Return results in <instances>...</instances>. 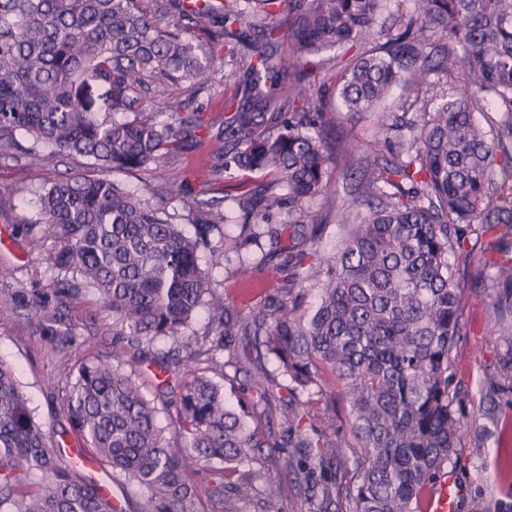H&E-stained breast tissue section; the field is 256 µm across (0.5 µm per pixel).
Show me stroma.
<instances>
[{
	"label": "stroma",
	"mask_w": 512,
	"mask_h": 512,
	"mask_svg": "<svg viewBox=\"0 0 512 512\" xmlns=\"http://www.w3.org/2000/svg\"><path fill=\"white\" fill-rule=\"evenodd\" d=\"M240 67L239 56H225L222 78L194 98L208 119L209 129L201 134L205 141L202 148L134 171L112 172V180L135 193H147L151 202L165 205L185 228L190 225L188 215L194 202L220 196L222 186L230 187L241 181L269 182L267 174L233 170L221 174L219 182L214 183L198 172L201 162H218L221 144L211 140L210 134L224 123L225 101L239 92ZM406 96L405 88L398 87L379 111L355 119L339 114L337 137L358 142L365 150L383 147L382 125L388 117L402 112ZM42 152L45 160L37 167L22 160L0 159V192L28 200L27 205L0 212V228L9 232L8 238L0 242V266L10 270L7 277L0 279V294L15 295L21 303L8 320H0V360L15 367L38 418L53 427L57 439L69 441L73 435L58 402L48 397L47 384L64 376L65 364L74 365L111 350L112 315L91 293L59 317H36L27 307L36 296L50 292L53 273L48 256L58 248L57 242L44 231L28 234L23 230L24 225L39 221V213L30 203L35 190L63 176L98 174L86 158L61 157L50 146L43 147ZM174 180L182 183L183 194L172 201L167 188ZM326 181L324 192L302 207L306 223L324 227L321 239L312 247L315 259L321 261L330 256L336 245L338 216L350 189L342 169L329 167ZM260 256L257 247H248L240 254L230 255L223 267L213 272L216 283L221 284L225 296L237 307L260 309L280 284L273 265L260 264ZM243 261L254 265L247 282L237 276ZM465 314L468 333L457 346L454 379L468 395L464 403V433L451 466L460 490L457 512H512V471L503 465L504 431L512 427V393L497 397L494 418L482 416L479 410L485 371L496 364L505 347L491 340L494 323L488 300L470 298Z\"/></svg>",
	"instance_id": "35a3bbf8"
}]
</instances>
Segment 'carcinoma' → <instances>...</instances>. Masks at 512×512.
I'll return each mask as SVG.
<instances>
[{"label":"carcinoma","mask_w":512,"mask_h":512,"mask_svg":"<svg viewBox=\"0 0 512 512\" xmlns=\"http://www.w3.org/2000/svg\"><path fill=\"white\" fill-rule=\"evenodd\" d=\"M394 3L0 0V157L18 151L32 164L44 144L105 172L197 144L203 113L173 92L209 86L228 41L251 33L241 97L217 133L232 147L209 174L234 167L275 182L241 184L237 234L224 232L229 216L214 200L195 203L187 234L106 176L64 177L38 193L61 246L50 256L56 288L30 308L67 310L93 293L112 312V351L49 387L61 388L96 465L137 489L136 512H203L195 477L205 471L222 512H283L265 462L284 451L305 512H340L344 500L352 512H422L463 430L452 381L467 292L490 299L506 345L486 395L512 392V0ZM378 23L386 40L336 71V95L354 118L404 83L411 117L385 125L390 157L365 154L336 252L309 263L301 246L318 242L322 225L294 221L281 247L280 229L256 220L315 198L329 166L354 157L352 143L327 137L336 115L313 101L312 79L322 52L369 41ZM94 85L103 118L86 97ZM476 112L491 114L488 127ZM264 236L274 249L260 262L278 259L283 286L246 312L211 272ZM477 248L486 258L473 269ZM0 512H125L64 458L3 363Z\"/></svg>","instance_id":"1"}]
</instances>
